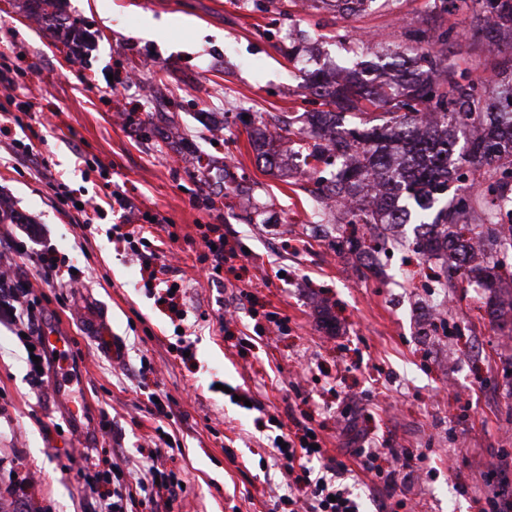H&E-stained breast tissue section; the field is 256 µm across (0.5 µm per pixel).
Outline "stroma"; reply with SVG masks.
I'll return each mask as SVG.
<instances>
[{"instance_id": "stroma-1", "label": "stroma", "mask_w": 512, "mask_h": 512, "mask_svg": "<svg viewBox=\"0 0 512 512\" xmlns=\"http://www.w3.org/2000/svg\"><path fill=\"white\" fill-rule=\"evenodd\" d=\"M62 17L83 24V47L31 22L30 0H0V50L33 77L41 110L0 134V204L28 217L60 265L84 273L79 288L48 285L34 255L12 267L31 281L43 321L71 337L84 411L71 418L49 382L33 383L26 351L0 325V512H93L94 501L66 470L75 428L107 463L136 469L169 433L167 465L184 481L172 505L134 512H271L289 479L275 457L278 435L320 427L328 454L377 448L396 474L392 499L374 474L348 480L362 512H488L496 490L484 474L512 450V347L485 312L476 285L435 287L431 262L402 246L376 267L332 253L338 209L314 210L303 164L308 139L277 142L286 168L259 164L248 133L260 113L310 112L321 101L304 88L307 71L378 62L405 52L406 32L441 17L449 65L470 69L476 90L495 100L497 62L512 39L485 37L469 0H388L347 16L299 0H60ZM224 125L212 140L211 125ZM32 145L16 157L13 147ZM79 199L129 196L157 214L153 242L177 268L185 320L155 305L135 257L112 244L118 213L61 210L41 175L40 158ZM92 165H85V158ZM221 225L241 270L221 280L199 261L201 225ZM444 303L442 320L428 317ZM107 318L114 345L87 336L82 310ZM288 319L269 323L270 313ZM193 345L183 364L180 341ZM248 392L241 407L230 388ZM172 399L173 417L147 410L150 393ZM112 423L99 430L101 414ZM425 453L422 463L402 449ZM29 483L24 502L5 492L13 471Z\"/></svg>"}]
</instances>
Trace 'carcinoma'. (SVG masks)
<instances>
[{
  "label": "carcinoma",
  "mask_w": 512,
  "mask_h": 512,
  "mask_svg": "<svg viewBox=\"0 0 512 512\" xmlns=\"http://www.w3.org/2000/svg\"><path fill=\"white\" fill-rule=\"evenodd\" d=\"M375 0H336V11L356 15ZM487 31L498 37L512 32V0H472ZM440 20L428 28L413 29V50L421 51L416 67L399 56L391 65L397 74L388 82L375 84L355 66L344 69L334 81L318 74L306 76L312 93L331 107L328 112L308 113V135L315 139L307 157L316 162L311 175L326 199L347 204L350 224H365L378 230L375 245L360 248L346 239L349 250L376 262V253L398 239L397 224H413L419 230L417 248L427 257L442 261L446 269L472 263L469 239L479 237L488 248L499 236L494 215L485 204L493 197L499 208H512V59L500 70L501 105L489 103L475 93L474 81L466 71L444 64L435 45ZM433 115L431 132L419 121ZM267 123L250 134L251 145L265 167L280 165L279 154L263 150ZM462 147H457L458 139ZM336 166L326 172L317 164ZM463 167L482 178L485 189L455 203L444 200L448 181ZM482 286L489 291V316L500 320L512 313L497 296L502 274L498 263L477 268Z\"/></svg>",
  "instance_id": "1"
}]
</instances>
